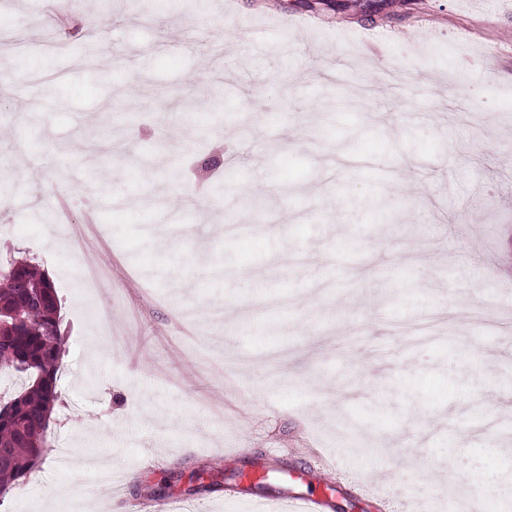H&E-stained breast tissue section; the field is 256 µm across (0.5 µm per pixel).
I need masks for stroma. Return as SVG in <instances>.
<instances>
[{"label": "stroma", "mask_w": 512, "mask_h": 512, "mask_svg": "<svg viewBox=\"0 0 512 512\" xmlns=\"http://www.w3.org/2000/svg\"><path fill=\"white\" fill-rule=\"evenodd\" d=\"M58 8L0 0V251L66 329L53 451L0 512H512V0ZM70 234V237L75 247L83 253L97 252V249L93 243V236L95 234V225L83 224V225H66Z\"/></svg>", "instance_id": "stroma-1"}]
</instances>
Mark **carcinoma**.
Returning a JSON list of instances; mask_svg holds the SVG:
<instances>
[{"label": "carcinoma", "instance_id": "cac0c4a2", "mask_svg": "<svg viewBox=\"0 0 512 512\" xmlns=\"http://www.w3.org/2000/svg\"><path fill=\"white\" fill-rule=\"evenodd\" d=\"M63 336L56 289L26 260L0 262V374L20 380L19 390L0 403V489L48 457L47 433L59 400L57 374Z\"/></svg>", "mask_w": 512, "mask_h": 512}]
</instances>
